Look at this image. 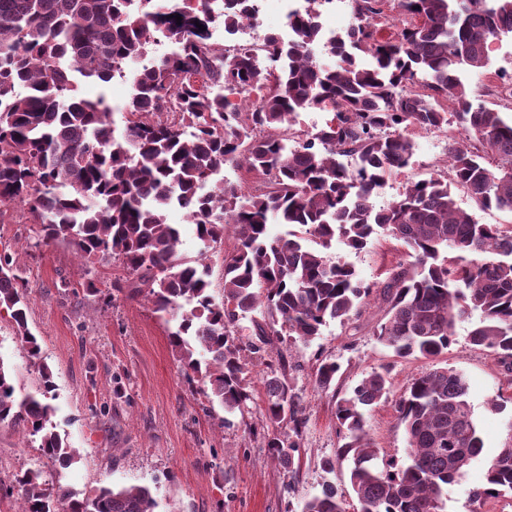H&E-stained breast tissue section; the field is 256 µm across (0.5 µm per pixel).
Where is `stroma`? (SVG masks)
<instances>
[{
	"mask_svg": "<svg viewBox=\"0 0 512 512\" xmlns=\"http://www.w3.org/2000/svg\"><path fill=\"white\" fill-rule=\"evenodd\" d=\"M489 57L482 71L465 73L466 85L475 102L511 119L512 37L493 43ZM410 136L411 162L373 197L375 207L391 204L408 183L447 175L449 141L466 139L453 125L414 129ZM33 240L34 227L25 222L20 208L9 209L0 219V253L11 254L28 283V326L56 383L53 420L78 452L70 466L53 464L49 471L76 496L103 485H144L156 497L158 512H299L304 500L329 480L344 490L348 512H357L348 462L338 461L330 474L322 469L323 460L335 458L339 446L337 398L371 371L387 368L390 398L366 414L365 428L382 455L400 461L406 438L396 399L412 375L448 366L467 382L484 448L465 476L449 485L446 512H512L511 497L481 503L470 497L482 487L488 461L512 444V379L491 353L469 344V323L457 324L454 344L433 360L399 358L377 341L374 330L386 315L381 302L357 319L329 323L311 343H277L292 366L291 383L306 418L299 473L293 477L270 455L262 436L248 431L249 425L264 421L267 395L261 365L248 364L251 414L226 425L222 407L205 397L203 382H186L168 326L148 301L108 293L111 281L126 276L119 264L97 266L90 275L66 243L37 247ZM331 254L349 261L361 279L378 287L406 259L404 248L385 236L373 238L357 253L338 243ZM90 280L98 296L86 294ZM320 355L340 366L327 390L317 387L312 377ZM0 360L11 368L18 392L34 391L37 374L5 316L0 317ZM40 461L38 449L18 429L0 424V481H11L16 471Z\"/></svg>",
	"mask_w": 512,
	"mask_h": 512,
	"instance_id": "stroma-1",
	"label": "stroma"
}]
</instances>
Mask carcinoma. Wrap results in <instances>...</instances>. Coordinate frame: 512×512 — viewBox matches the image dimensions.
Masks as SVG:
<instances>
[{
    "instance_id": "1",
    "label": "carcinoma",
    "mask_w": 512,
    "mask_h": 512,
    "mask_svg": "<svg viewBox=\"0 0 512 512\" xmlns=\"http://www.w3.org/2000/svg\"><path fill=\"white\" fill-rule=\"evenodd\" d=\"M259 0H0V216L22 208L36 225L34 246L62 241L88 269L117 261L153 313L176 321L169 334L188 381L199 375L207 396L229 414L250 413L247 359L266 367V445L297 474L304 425L288 377V358L266 356L286 335L307 344L332 321L360 317L374 299L388 304L374 335L401 358H433L448 350L457 323L469 321L472 346L492 353L512 376V226L480 224L457 203L458 189L481 209L512 212V121L474 103L462 73L489 63L494 41L512 35V0H397L398 37L378 34L385 0H349L356 23L322 37L319 7L288 14V38L267 35L266 64L249 44H218L212 27L235 31L257 23ZM180 15L176 21L174 15ZM203 28H198V25ZM161 25L171 50L141 65L150 32ZM323 46L333 65L317 62ZM368 55V67L357 63ZM122 73L132 92L117 109L104 93H80L79 80L101 85ZM428 94L406 91L418 76ZM331 108L334 121L295 140L298 114ZM121 112L124 130L114 119ZM455 122L479 146L453 141L449 178L405 186L388 207L372 197L414 154L412 128ZM350 158L347 164L343 158ZM246 168L265 188L220 177ZM178 206L205 250H179ZM286 231L272 236L268 226ZM233 229L224 256L221 300L213 294L207 251ZM383 233L409 250L379 289L326 250L335 241L361 251ZM29 292L0 255V311L38 374L35 391L17 394L0 360V424L20 430L40 455L64 466L76 454L53 422L56 383L28 328ZM253 331L237 336L240 322ZM339 364L317 360L318 387H331ZM385 370L364 377L336 403L342 444L351 462L358 512H444L448 485L484 448L465 378L444 367L410 377L397 401L407 460L380 456L364 429V409L388 398ZM288 431H283V428ZM20 497H15L14 487ZM512 494V447L487 465L476 500ZM12 512H156L145 486H100L77 497L50 487L41 466L0 486ZM300 512H346L344 494L326 480Z\"/></svg>"
}]
</instances>
